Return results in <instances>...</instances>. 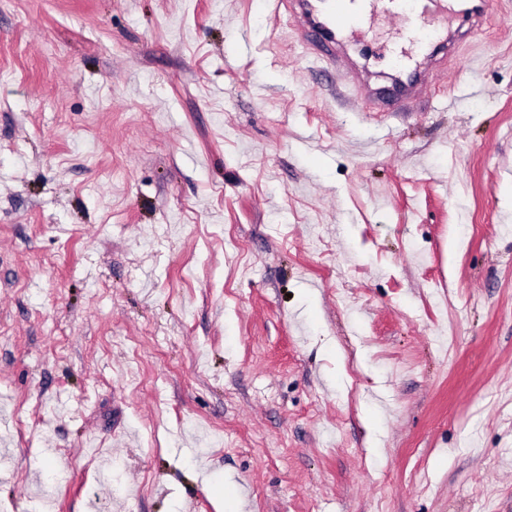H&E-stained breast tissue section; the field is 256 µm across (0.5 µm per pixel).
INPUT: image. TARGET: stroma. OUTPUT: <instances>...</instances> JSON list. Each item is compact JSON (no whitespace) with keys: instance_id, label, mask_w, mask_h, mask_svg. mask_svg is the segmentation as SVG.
<instances>
[{"instance_id":"35a3bbf8","label":"stroma","mask_w":512,"mask_h":512,"mask_svg":"<svg viewBox=\"0 0 512 512\" xmlns=\"http://www.w3.org/2000/svg\"><path fill=\"white\" fill-rule=\"evenodd\" d=\"M447 2L368 112L261 0H0V512H512V0ZM448 69V65L424 74L409 72L404 80L385 90L369 92L367 100L370 108L377 111L389 112L403 108L410 102L420 98L439 73Z\"/></svg>"}]
</instances>
